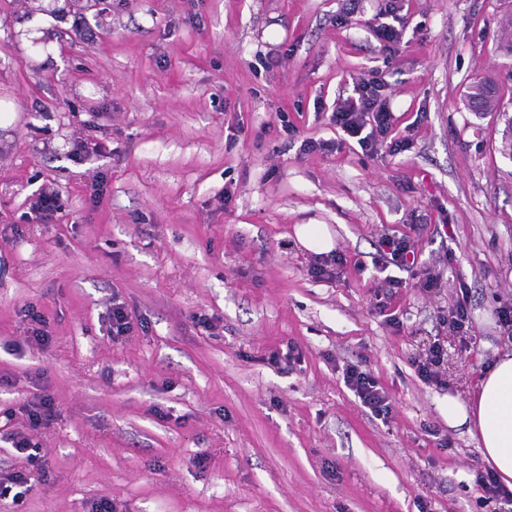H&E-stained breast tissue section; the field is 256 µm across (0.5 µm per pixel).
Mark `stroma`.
<instances>
[{
    "label": "stroma",
    "mask_w": 512,
    "mask_h": 512,
    "mask_svg": "<svg viewBox=\"0 0 512 512\" xmlns=\"http://www.w3.org/2000/svg\"><path fill=\"white\" fill-rule=\"evenodd\" d=\"M386 3L0 0V474L30 485L0 512L103 497L113 512H495L448 401L512 352L494 313L512 303V0H396L389 58L373 33ZM374 76L409 149L301 153L336 139L329 112ZM483 77L503 86L482 114L463 98ZM80 140L101 153L75 160ZM49 184L66 207L34 223ZM302 224L333 248L306 250ZM385 232L413 241L409 272L377 268ZM386 273L403 278L389 298ZM463 291L461 337L441 318ZM116 302L133 320L117 339ZM437 338L440 386L413 365ZM349 365L377 378L388 418ZM46 393L54 412L30 430L24 407ZM300 242L311 251L322 252L333 247V239L322 224H302L297 227ZM345 382L359 398L361 404L368 407L376 416L388 418L392 408L385 390L378 383L377 379L359 366L346 368Z\"/></svg>",
    "instance_id": "stroma-1"
}]
</instances>
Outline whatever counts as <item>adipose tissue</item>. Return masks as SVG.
I'll use <instances>...</instances> for the list:
<instances>
[{"label": "adipose tissue", "instance_id": "obj_1", "mask_svg": "<svg viewBox=\"0 0 512 512\" xmlns=\"http://www.w3.org/2000/svg\"><path fill=\"white\" fill-rule=\"evenodd\" d=\"M448 417L470 424L483 459L512 491V353L498 357L485 372L469 405L449 399Z\"/></svg>", "mask_w": 512, "mask_h": 512}]
</instances>
